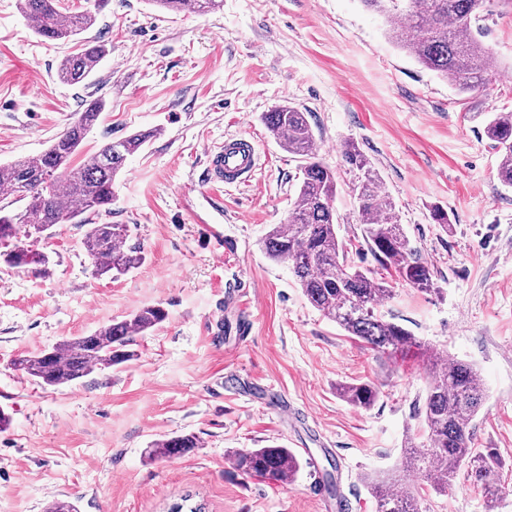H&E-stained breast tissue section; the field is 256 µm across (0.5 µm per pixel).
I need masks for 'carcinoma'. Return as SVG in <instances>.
Returning a JSON list of instances; mask_svg holds the SVG:
<instances>
[{"label":"carcinoma","mask_w":512,"mask_h":512,"mask_svg":"<svg viewBox=\"0 0 512 512\" xmlns=\"http://www.w3.org/2000/svg\"><path fill=\"white\" fill-rule=\"evenodd\" d=\"M162 12L204 15L219 9L223 0H147ZM364 8L382 16L388 34L424 68L449 79L461 94L484 92L499 69L491 48L484 44L479 21L491 5L512 11V0H361ZM109 0H94L93 8L78 13L62 10L60 0H19V10L34 33L47 40L71 38L89 29ZM106 56L102 44H88L66 56L58 67L59 79L83 82ZM103 104L93 101L68 124L50 146L35 157L0 164V262L10 268L48 265V256L23 243L22 237L42 234L56 224L86 215L111 213L113 185L127 157L142 148L147 134H134L105 143L90 159L74 163L87 134L93 129ZM271 135L301 162L302 180L288 220L273 224L261 240L268 258L289 268L310 305L341 329L378 353H392L418 345L403 325L377 315L379 304L391 297L392 288L368 269L351 265L347 245L339 238L334 201L336 172L319 157L309 113L279 104L262 115ZM485 135L498 149L497 176L512 187V112H490ZM344 161L354 173L353 191L364 225V242L378 264L392 269L420 291L433 286L432 270L410 243L395 205L381 194V179L358 146L349 142ZM123 224H93L84 246L98 276L117 277L143 261L140 248L126 244ZM160 306L140 309L127 319L114 321L90 334L65 339L35 355L14 362L43 387L71 384L96 370L131 361L127 350L133 336L163 323ZM342 400L357 409H369L380 391L370 383H343ZM485 400V386L474 365L452 359L432 371L420 413L425 439H407L397 474L362 476L377 503V512H420L413 491H399L400 475L416 474L432 480L440 492L448 491L462 469L493 498L501 492V467L491 453L471 448L470 423ZM193 434H176L152 441L146 454L163 459L182 456L197 447ZM237 469L254 476L283 479L293 476L300 461L288 448L240 450Z\"/></svg>","instance_id":"1"}]
</instances>
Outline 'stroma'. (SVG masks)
I'll use <instances>...</instances> for the list:
<instances>
[{
  "label": "stroma",
  "mask_w": 512,
  "mask_h": 512,
  "mask_svg": "<svg viewBox=\"0 0 512 512\" xmlns=\"http://www.w3.org/2000/svg\"><path fill=\"white\" fill-rule=\"evenodd\" d=\"M485 42L500 62L488 90L458 94L385 34L360 0H224L206 14H160L147 0H110L79 40L38 37L16 0H0V163L47 148L90 101L104 108L80 159L105 143L151 137L128 157L110 213L143 262L95 277L84 224H58L36 247L47 273L0 264V512H46L62 498L77 512H168L190 499L205 512H376L363 474L385 475L407 436L433 354L474 364L487 397L471 425L474 447L501 462L495 506L460 472L435 492L418 477L423 512H512V189L483 134L487 113L512 112V12L490 16ZM106 56L84 82L57 68L79 41ZM309 112L320 157L336 172L338 234L354 265L377 269L363 239L354 141L380 175L400 222L434 273L421 292L394 272L381 312L420 344L380 355L307 302L287 264L259 240L284 223L300 162L269 135L263 113L281 102ZM241 136L260 166L245 185L204 180L206 147ZM448 213V227L431 218ZM218 232L223 248L210 234ZM160 306L166 320L134 336L133 360L79 382L44 388L11 363ZM372 382L380 398L356 409L338 383ZM300 409L278 413L281 398ZM191 433L199 448L177 463L148 460L151 441ZM310 449L290 482L246 474L236 451ZM336 493L315 495L311 471Z\"/></svg>",
  "instance_id": "1"
}]
</instances>
